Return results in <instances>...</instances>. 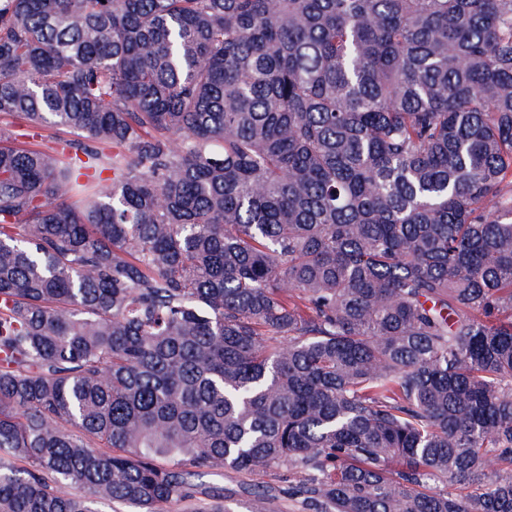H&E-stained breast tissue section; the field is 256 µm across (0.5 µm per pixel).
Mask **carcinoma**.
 Wrapping results in <instances>:
<instances>
[{
	"mask_svg": "<svg viewBox=\"0 0 512 512\" xmlns=\"http://www.w3.org/2000/svg\"><path fill=\"white\" fill-rule=\"evenodd\" d=\"M0 120V512H512V0H0ZM300 479L301 474L288 465L274 467L265 474L219 468L202 478L203 486L208 489L206 494H197L192 501L173 502L164 512H200L217 505L226 507L228 512H251L254 492L264 488L269 491L261 505L265 509L263 512H310L304 509L300 498L288 494V488ZM213 493L214 498L210 497Z\"/></svg>",
	"mask_w": 512,
	"mask_h": 512,
	"instance_id": "cac0c4a2",
	"label": "carcinoma"
}]
</instances>
